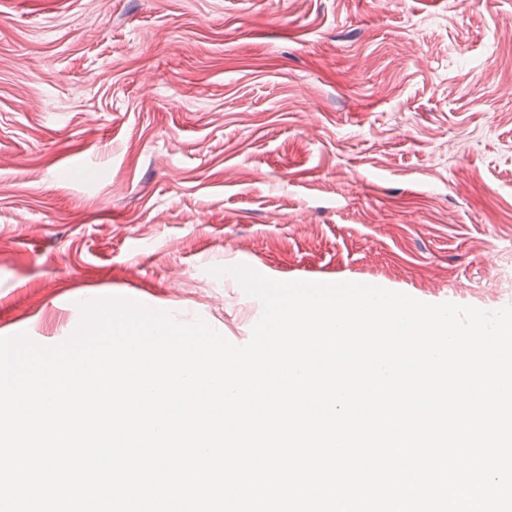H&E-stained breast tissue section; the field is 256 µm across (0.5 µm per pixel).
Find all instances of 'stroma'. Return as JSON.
<instances>
[{"mask_svg": "<svg viewBox=\"0 0 512 512\" xmlns=\"http://www.w3.org/2000/svg\"><path fill=\"white\" fill-rule=\"evenodd\" d=\"M512 0H0V336L116 295L237 346L211 268L494 312Z\"/></svg>", "mask_w": 512, "mask_h": 512, "instance_id": "stroma-1", "label": "stroma"}]
</instances>
